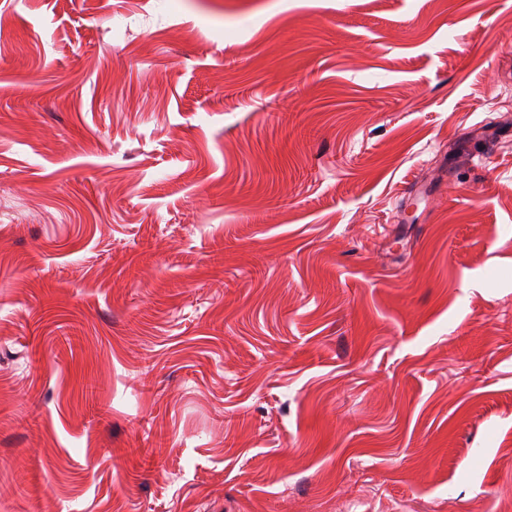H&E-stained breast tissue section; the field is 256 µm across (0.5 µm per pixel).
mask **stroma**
Returning <instances> with one entry per match:
<instances>
[{"mask_svg":"<svg viewBox=\"0 0 512 512\" xmlns=\"http://www.w3.org/2000/svg\"><path fill=\"white\" fill-rule=\"evenodd\" d=\"M0 19V512L512 507V0Z\"/></svg>","mask_w":512,"mask_h":512,"instance_id":"obj_1","label":"stroma"}]
</instances>
